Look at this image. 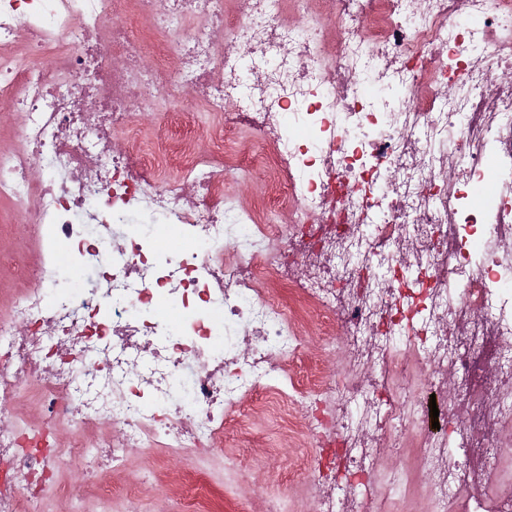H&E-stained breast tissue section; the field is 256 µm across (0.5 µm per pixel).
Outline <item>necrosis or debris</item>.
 Returning a JSON list of instances; mask_svg holds the SVG:
<instances>
[{"label":"necrosis or debris","instance_id":"obj_1","mask_svg":"<svg viewBox=\"0 0 512 512\" xmlns=\"http://www.w3.org/2000/svg\"><path fill=\"white\" fill-rule=\"evenodd\" d=\"M187 92L210 154L175 132ZM5 100L0 199L39 258L0 307V512L149 449L195 512L260 389L315 512H400L375 473L409 444L429 512H512V0H0ZM234 128L269 185L249 207ZM311 315L336 359L301 380Z\"/></svg>","mask_w":512,"mask_h":512}]
</instances>
